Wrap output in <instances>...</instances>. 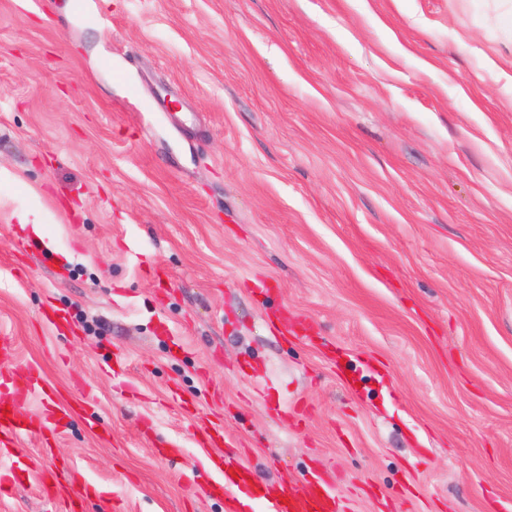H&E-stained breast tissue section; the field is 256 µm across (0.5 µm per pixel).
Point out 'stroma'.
Wrapping results in <instances>:
<instances>
[{
  "label": "stroma",
  "mask_w": 512,
  "mask_h": 512,
  "mask_svg": "<svg viewBox=\"0 0 512 512\" xmlns=\"http://www.w3.org/2000/svg\"><path fill=\"white\" fill-rule=\"evenodd\" d=\"M0 336V512H512V0H0ZM0 380V446L16 448L23 438L37 433L35 415L27 406L35 401L43 403L48 395L47 387L37 369L31 371L27 384L21 389L8 386L9 382L2 369ZM6 406H10V410H6L10 417L3 415ZM216 467L223 477L215 481L211 489L216 494L224 495L226 512L238 511L234 486L244 489L253 501L264 502L268 512H335L338 509L337 494L328 484L308 481L270 499L266 487L256 480L248 466L239 464L224 468V457L221 455ZM234 474H237L238 480L233 478ZM279 497L286 499V502L280 501Z\"/></svg>",
  "instance_id": "35a3bbf8"
}]
</instances>
